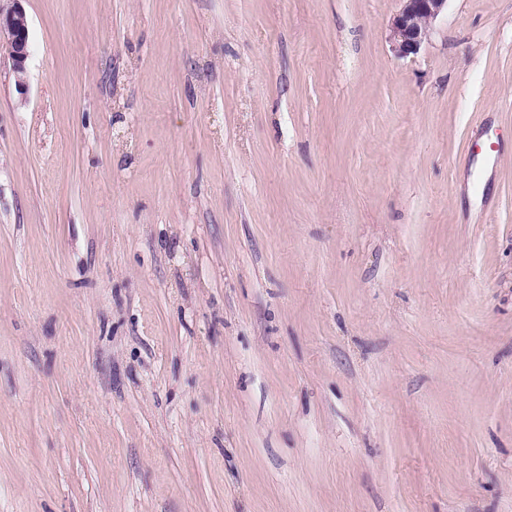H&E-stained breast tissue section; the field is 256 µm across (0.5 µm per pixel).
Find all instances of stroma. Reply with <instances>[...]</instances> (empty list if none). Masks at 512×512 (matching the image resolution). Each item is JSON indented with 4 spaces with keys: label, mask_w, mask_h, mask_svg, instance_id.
Listing matches in <instances>:
<instances>
[{
    "label": "stroma",
    "mask_w": 512,
    "mask_h": 512,
    "mask_svg": "<svg viewBox=\"0 0 512 512\" xmlns=\"http://www.w3.org/2000/svg\"><path fill=\"white\" fill-rule=\"evenodd\" d=\"M24 8L0 512H512V0ZM400 11L389 26V41L398 58L417 55L432 23L443 13L448 0H399Z\"/></svg>",
    "instance_id": "1"
}]
</instances>
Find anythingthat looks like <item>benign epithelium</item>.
Segmentation results:
<instances>
[{
  "mask_svg": "<svg viewBox=\"0 0 512 512\" xmlns=\"http://www.w3.org/2000/svg\"><path fill=\"white\" fill-rule=\"evenodd\" d=\"M8 10L0 7V38L5 39L20 91L26 87L25 63L29 53V24L22 0H10ZM401 8L389 26L394 54L408 58L418 54L432 23L443 13L448 0H400Z\"/></svg>",
  "mask_w": 512,
  "mask_h": 512,
  "instance_id": "7a95c632",
  "label": "benign epithelium"
}]
</instances>
